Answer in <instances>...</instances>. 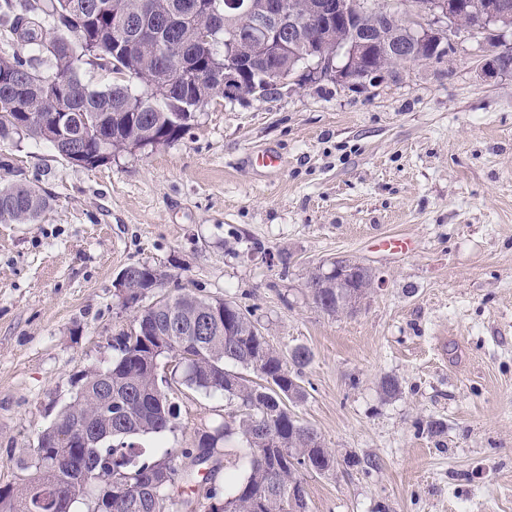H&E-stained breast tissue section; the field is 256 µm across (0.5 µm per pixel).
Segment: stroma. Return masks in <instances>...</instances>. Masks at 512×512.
<instances>
[{"mask_svg": "<svg viewBox=\"0 0 512 512\" xmlns=\"http://www.w3.org/2000/svg\"><path fill=\"white\" fill-rule=\"evenodd\" d=\"M486 51L462 37L444 64L370 95L324 80L212 102L178 140L94 168L46 141L0 142V184L52 198L37 223L0 224V485L23 478L16 461L72 401V379L116 358L135 314L116 279L146 264L164 293L250 311L282 356L311 352L288 408L335 463L304 473L306 512H512V75L482 79ZM267 150L280 168L257 165ZM339 259L373 284L330 315L305 281ZM182 371L163 359L179 415L140 444L180 452L235 414Z\"/></svg>", "mask_w": 512, "mask_h": 512, "instance_id": "stroma-1", "label": "stroma"}]
</instances>
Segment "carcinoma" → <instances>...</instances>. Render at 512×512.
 Returning <instances> with one entry per match:
<instances>
[{"mask_svg": "<svg viewBox=\"0 0 512 512\" xmlns=\"http://www.w3.org/2000/svg\"><path fill=\"white\" fill-rule=\"evenodd\" d=\"M27 2L0 0V37L6 34L30 49L27 56L0 57V70L5 71L0 80V141L13 137L22 115L31 112L35 129L29 137L49 142L62 156L98 152L99 142L85 138L79 125L67 124L60 132L53 128L54 90L34 76L35 62L41 59L66 82L71 112L110 140L115 150L167 145L190 125L185 108L217 98L229 101L220 91L224 71L212 64L223 58L228 28H239L244 55L253 58L243 76L246 89L258 86L268 98L276 93L272 73L279 57L265 48L262 31L224 18L216 33L215 59L198 54L196 29L188 17L202 0H44L37 9L28 8ZM104 3L125 11L128 33L141 36L134 56L125 55L114 42L112 11L95 10ZM96 43L105 51L96 67L112 74L111 85L101 91L89 89L76 74L77 63ZM187 65L209 72L208 92L199 93L185 83L161 91L144 82L147 75L164 76ZM133 80L148 95L133 93ZM50 205V196L36 185L0 186L1 224H35ZM129 270L131 303L163 285L165 274L155 268L132 264ZM371 278L369 269L361 267L357 285L350 288L336 285L334 277L316 269L308 274L305 288L317 307L336 315L361 301ZM193 325L200 335H187ZM132 329L113 339L112 349L119 356L112 367L100 374L93 368L73 380V401L39 434L32 458L18 462V468L28 472L26 478L0 486V512H71V505L93 488L97 494L88 512H296L289 490L303 482L302 471L325 472L334 462L318 433L284 403L288 397H305L302 389L293 388L296 376L288 364L306 365L309 350L293 349L288 362L275 353L259 358L268 342L249 311L191 293L155 298L137 310ZM159 329L164 335H157ZM162 356L185 363L184 384L220 392L236 401L240 411L232 421L201 431L193 447L179 455L165 450L149 456L133 438L165 432L177 419V406L162 389L168 383L158 372ZM227 363L253 370L263 383L227 370ZM270 378L277 389L264 385ZM70 425L95 428L102 439L89 448L66 440L62 435ZM236 442L249 459L248 469L225 476L221 491L213 484L221 449ZM180 456L190 459L195 471L180 470ZM187 483L205 492L187 493Z\"/></svg>", "mask_w": 512, "mask_h": 512, "instance_id": "carcinoma-1", "label": "carcinoma"}]
</instances>
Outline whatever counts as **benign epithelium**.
<instances>
[{"mask_svg":"<svg viewBox=\"0 0 512 512\" xmlns=\"http://www.w3.org/2000/svg\"><path fill=\"white\" fill-rule=\"evenodd\" d=\"M401 8L391 5L373 8L366 0H310L298 11L291 0H263L259 5L243 0L208 2L205 12L211 19L221 15L248 18L266 32L288 34L289 44L303 45L316 58L310 68V81L330 80L337 86L358 93H375L388 80L400 77L413 65L440 62L456 52L455 38L463 33L481 37L493 47L483 58L481 74L495 78L512 72V49H497L501 33L512 27V10L500 0H402ZM477 21L463 26V14ZM391 26L399 39L392 46L396 64H380L360 77L358 70L368 58L383 28ZM226 59L221 87L229 97L244 94L242 72L246 66L239 54L238 42L230 34L224 37ZM435 48L437 53L427 54ZM305 82L280 66L276 79L279 92Z\"/></svg>","mask_w":512,"mask_h":512,"instance_id":"obj_1","label":"benign epithelium"}]
</instances>
